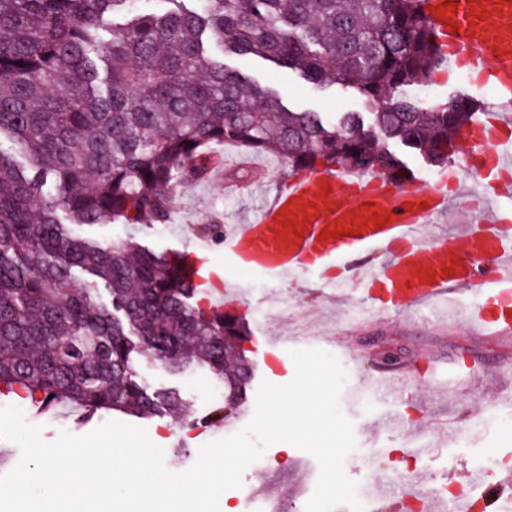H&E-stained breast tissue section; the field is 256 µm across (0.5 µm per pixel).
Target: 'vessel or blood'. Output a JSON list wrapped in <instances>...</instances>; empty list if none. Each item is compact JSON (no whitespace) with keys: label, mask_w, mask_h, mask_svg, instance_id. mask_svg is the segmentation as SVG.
<instances>
[{"label":"vessel or blood","mask_w":512,"mask_h":512,"mask_svg":"<svg viewBox=\"0 0 512 512\" xmlns=\"http://www.w3.org/2000/svg\"><path fill=\"white\" fill-rule=\"evenodd\" d=\"M422 0L440 33L449 68L466 70L478 85L492 87L500 103L465 131L466 165L491 172L480 194L478 221L461 235L423 245L426 220L465 207L455 168L443 170L437 186L421 179L398 186L375 175L318 167L288 179L285 188L257 207L252 219L224 237L236 266L275 275L305 270L328 297L339 282H354L384 307L404 310L435 301L465 285L477 286L481 299L469 315L470 327L497 338H512V0ZM386 222L371 227L375 215ZM344 228L340 237L328 227ZM358 235H350V228ZM382 251L378 271L363 270L367 249ZM495 261L485 274L483 257ZM488 512H512V481L500 480L486 493Z\"/></svg>","instance_id":"obj_1"}]
</instances>
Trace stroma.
Segmentation results:
<instances>
[{"label":"stroma","mask_w":512,"mask_h":512,"mask_svg":"<svg viewBox=\"0 0 512 512\" xmlns=\"http://www.w3.org/2000/svg\"><path fill=\"white\" fill-rule=\"evenodd\" d=\"M210 51L228 67L277 90L294 108L332 116L374 110L354 88L321 87L266 60L228 58L217 43ZM431 82L435 91L425 99L429 105L460 93L474 96L485 110L496 101L491 87L470 80L437 72ZM242 157V152L228 150L227 165L214 169L207 182L182 189L169 222L134 229L105 224L95 227L94 235L107 243L131 236L159 252L192 251L201 239L198 225L243 223L248 203L224 191L225 181L245 180ZM205 255L233 289V297L225 299L223 308L245 322L250 332L245 348L255 368L247 400L229 419L227 428L193 431L187 429L180 415L165 411L147 418L115 411H100L86 418L66 408L38 415L30 410L28 400L7 393L0 395V408L21 409L26 422L39 426L42 440L48 443L54 442L60 431L82 436L111 420L143 427L152 443L163 449L166 469L180 473L195 463L201 446L224 438L226 430L240 431L250 422L261 382L285 385L294 379L296 367L289 346H280L273 354L263 340L281 333L288 319L297 314L311 329L305 348L331 353L346 372L339 407L353 425L355 447L344 460V472L358 485L372 489L376 506L386 505L390 482L408 476L414 478L419 490L434 484L491 485L494 477L482 476L477 467L481 457L494 456L500 466L512 467V341L497 340L461 324L460 315L476 305L473 288L456 292L452 312L440 311L433 304L401 314L379 308L352 289L347 292L346 306L333 307L307 273L277 278L253 272L226 261L223 246L213 243L208 244ZM387 352L402 353V362L389 366L383 360ZM136 363L138 377L149 390H178L185 405L197 415H205L224 401L223 383L207 372L171 374L147 350L137 354ZM390 371L396 378L395 394L386 397L374 378ZM362 393L373 395L371 405L359 401ZM489 406L495 407L498 421L472 430V421L481 418ZM417 433L427 442L418 456L407 445L409 437ZM319 474L314 456L298 448L291 456H284L276 443L245 469L241 487L225 490L221 498L235 512H249V491L270 483L284 512H305L306 503L298 495L297 484L302 481L315 487Z\"/></svg>","instance_id":"35a3bbf8"}]
</instances>
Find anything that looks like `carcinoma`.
<instances>
[{
    "label": "carcinoma",
    "instance_id": "obj_1",
    "mask_svg": "<svg viewBox=\"0 0 512 512\" xmlns=\"http://www.w3.org/2000/svg\"><path fill=\"white\" fill-rule=\"evenodd\" d=\"M158 14L134 0H0V389L36 411H178L179 392H148L129 338L173 374L224 381L227 418L251 379L237 316L203 303L185 253L76 229L166 223L172 188L206 180L234 146L317 166L411 178L384 146L399 140L439 166L478 101L431 106L409 95L443 64L420 0H185ZM260 57L317 85L352 87L377 106L331 118L209 54ZM104 288L110 302L93 290Z\"/></svg>",
    "mask_w": 512,
    "mask_h": 512
}]
</instances>
